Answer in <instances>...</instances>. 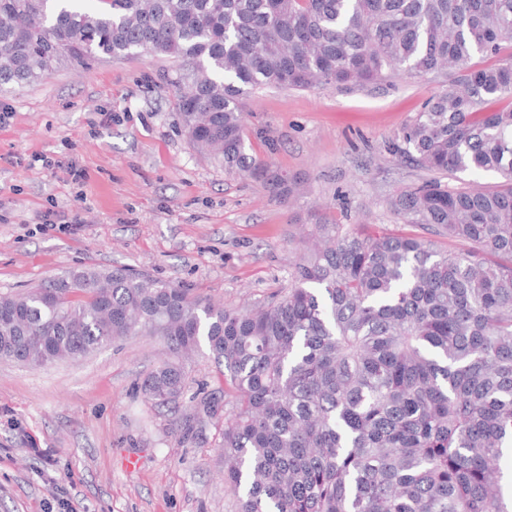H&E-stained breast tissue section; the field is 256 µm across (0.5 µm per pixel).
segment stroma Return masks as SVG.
Instances as JSON below:
<instances>
[{
	"instance_id": "35a3bbf8",
	"label": "stroma",
	"mask_w": 512,
	"mask_h": 512,
	"mask_svg": "<svg viewBox=\"0 0 512 512\" xmlns=\"http://www.w3.org/2000/svg\"><path fill=\"white\" fill-rule=\"evenodd\" d=\"M175 67L144 53L0 92L12 113L0 126V292L126 266L228 308L261 304L287 287L315 208L394 231L387 198L431 177L393 146L445 77L249 91L248 144L302 187L281 201L193 147L166 81ZM48 210L71 224L43 227ZM167 356L161 338L136 335L79 361L0 360V512H238L219 429L182 442L179 409L141 390Z\"/></svg>"
}]
</instances>
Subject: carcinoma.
I'll use <instances>...</instances> for the list:
<instances>
[{"label":"carcinoma","mask_w":512,"mask_h":512,"mask_svg":"<svg viewBox=\"0 0 512 512\" xmlns=\"http://www.w3.org/2000/svg\"><path fill=\"white\" fill-rule=\"evenodd\" d=\"M87 2L0 0V87L64 64L174 59L191 144L284 197L295 183L246 143L247 90L443 74L394 153L501 182L396 191L387 209L418 234L313 216L287 290L253 308L125 266L0 292V359L40 367L159 336L171 358L143 390L177 406L184 358L206 345L226 388L190 398L180 436L224 425L239 512H512V0Z\"/></svg>","instance_id":"obj_1"}]
</instances>
